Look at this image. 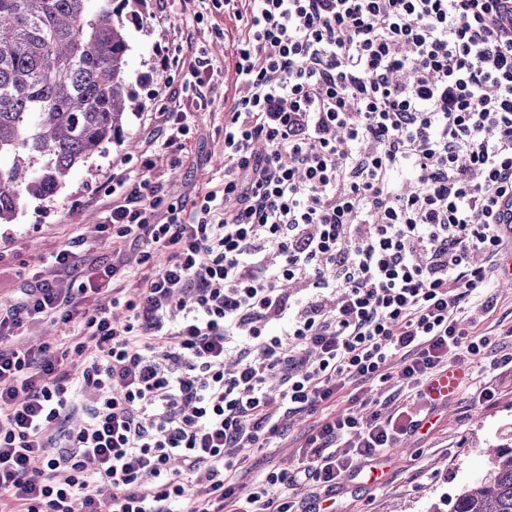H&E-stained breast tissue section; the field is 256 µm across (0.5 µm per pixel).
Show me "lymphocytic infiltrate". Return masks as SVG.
Masks as SVG:
<instances>
[{
  "label": "lymphocytic infiltrate",
  "instance_id": "obj_1",
  "mask_svg": "<svg viewBox=\"0 0 512 512\" xmlns=\"http://www.w3.org/2000/svg\"><path fill=\"white\" fill-rule=\"evenodd\" d=\"M212 7L236 31L222 190L165 205L155 160L113 172L112 237L150 272L116 262L0 308L7 512H301L306 485L335 512L355 458L429 423L449 351L487 346L463 314L493 309L479 292L512 251V0ZM101 292L111 308H87ZM48 321L78 375L11 344ZM391 379L418 408L337 410ZM302 412L319 420L296 466L241 494L249 449Z\"/></svg>",
  "mask_w": 512,
  "mask_h": 512
}]
</instances>
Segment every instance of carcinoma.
<instances>
[{"label": "carcinoma", "mask_w": 512, "mask_h": 512, "mask_svg": "<svg viewBox=\"0 0 512 512\" xmlns=\"http://www.w3.org/2000/svg\"><path fill=\"white\" fill-rule=\"evenodd\" d=\"M147 2L0 0V224L13 223L28 198H53L121 142L137 108L123 13L143 17ZM448 512H512V430Z\"/></svg>", "instance_id": "1"}]
</instances>
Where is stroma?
Returning <instances> with one entry per match:
<instances>
[{"label": "stroma", "mask_w": 512, "mask_h": 512, "mask_svg": "<svg viewBox=\"0 0 512 512\" xmlns=\"http://www.w3.org/2000/svg\"><path fill=\"white\" fill-rule=\"evenodd\" d=\"M159 0H150L149 14L142 22H129L131 49L127 74L141 106L131 114L127 134L120 146H109L92 161L91 170L73 174L50 200L27 199L14 223L0 224V305L16 301L21 288L46 280L66 284L82 270L112 263V240L97 233L112 208V167L125 164L131 176H139L148 155L165 140L154 118L158 102L154 89L167 86L170 97L185 101L176 71L160 74L157 53L173 52L176 45L190 43L206 49L212 64L204 92L209 106L193 111L191 130L180 163L171 168L159 163L154 174L161 185L164 203L193 199L200 193L221 189L224 183V85L233 79L232 66L224 62L225 44L220 33L221 14L205 13L203 20L172 12L167 24H157ZM74 247L78 265L70 276H59L50 268V257L64 247ZM489 295L497 300L492 312L467 309L466 321L476 336L489 338L478 358L449 357L448 370L455 385L447 400L436 409L438 422L427 434L399 438L378 461L380 483L364 479L344 480L336 488V512H446L448 497L484 473L488 459L483 450L499 432L512 426V288L490 281ZM490 385L496 397L478 402L473 394ZM316 421L301 413L288 420V429L273 439L270 447L255 448L241 473L240 483L252 490L257 473L295 465L299 448Z\"/></svg>", "instance_id": "35a3bbf8"}]
</instances>
